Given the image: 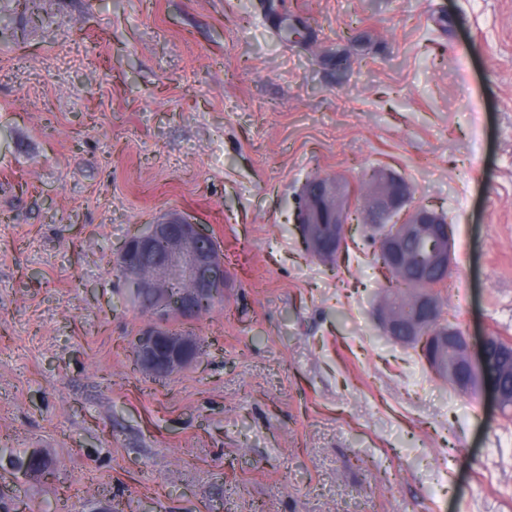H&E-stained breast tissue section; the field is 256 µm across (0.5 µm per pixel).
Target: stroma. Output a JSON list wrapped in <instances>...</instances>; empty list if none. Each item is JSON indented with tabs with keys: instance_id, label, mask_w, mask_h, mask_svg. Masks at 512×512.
<instances>
[{
	"instance_id": "stroma-1",
	"label": "stroma",
	"mask_w": 512,
	"mask_h": 512,
	"mask_svg": "<svg viewBox=\"0 0 512 512\" xmlns=\"http://www.w3.org/2000/svg\"><path fill=\"white\" fill-rule=\"evenodd\" d=\"M36 6L0 0V512H512V414L383 335L364 229L334 267L294 222L392 169L453 228L448 322L512 340V0ZM170 212L227 286L155 379L116 258Z\"/></svg>"
}]
</instances>
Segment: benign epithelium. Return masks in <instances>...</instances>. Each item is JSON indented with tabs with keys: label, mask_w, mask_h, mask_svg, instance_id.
Masks as SVG:
<instances>
[{
	"label": "benign epithelium",
	"mask_w": 512,
	"mask_h": 512,
	"mask_svg": "<svg viewBox=\"0 0 512 512\" xmlns=\"http://www.w3.org/2000/svg\"><path fill=\"white\" fill-rule=\"evenodd\" d=\"M368 189L354 206L345 183L312 177L299 195L295 213L307 253L324 263L339 260L353 225L365 224L387 281L416 286L410 308L401 312L393 289H379L376 316L384 335L419 343L429 370L462 393L488 397L503 414L512 412V395L490 370L495 356L512 353V340L487 335L475 344L468 333L444 321L437 288L454 265V236L448 218L426 206L409 207L413 187L394 172L376 168ZM125 293L145 302L151 322L134 339V361L143 373L165 378L192 365L201 351L197 336L169 326L173 314L185 321L203 306L224 297V255L201 224L169 214L131 234L118 252ZM186 284L175 291L173 284Z\"/></svg>",
	"instance_id": "1"
}]
</instances>
